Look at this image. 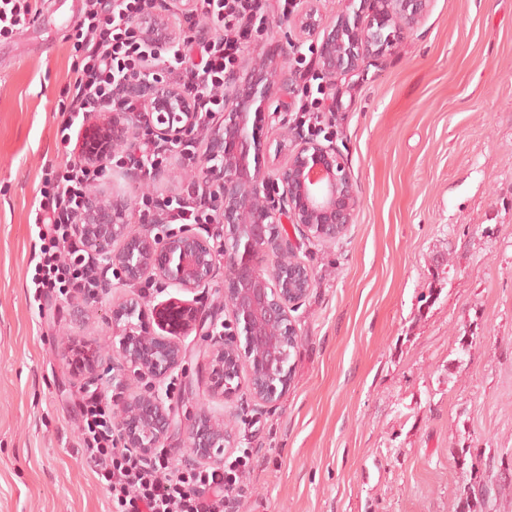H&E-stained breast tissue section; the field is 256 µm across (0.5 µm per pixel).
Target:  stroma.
I'll return each instance as SVG.
<instances>
[{"label":"stroma","mask_w":512,"mask_h":512,"mask_svg":"<svg viewBox=\"0 0 512 512\" xmlns=\"http://www.w3.org/2000/svg\"><path fill=\"white\" fill-rule=\"evenodd\" d=\"M84 0H48L0 37V512H109L79 447L87 395L55 349L112 335L114 284L76 321L56 291L34 298L31 206L59 129ZM283 45L293 76L270 164L307 135L297 61L309 53L267 12L241 68ZM321 125L357 181L348 232L300 241L315 284L293 317V380L272 408L247 389L221 403L230 454L252 451L224 512H461L464 485L512 512V0H430L383 58L342 77ZM470 341L462 351V341ZM172 390L178 412L208 382L201 336Z\"/></svg>","instance_id":"1"}]
</instances>
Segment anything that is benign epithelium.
Returning a JSON list of instances; mask_svg holds the SVG:
<instances>
[{
    "label": "benign epithelium",
    "mask_w": 512,
    "mask_h": 512,
    "mask_svg": "<svg viewBox=\"0 0 512 512\" xmlns=\"http://www.w3.org/2000/svg\"><path fill=\"white\" fill-rule=\"evenodd\" d=\"M316 2L305 0L304 8L287 22L312 39L327 78L322 90L328 93L335 79L395 49L421 23L429 0H349L352 11L333 22L324 20ZM143 37L155 44L175 33L159 17ZM289 81L275 56L266 55L245 76L227 75L224 108L208 113L205 148L194 169L197 179L216 184L221 240L189 228L165 230L161 224H146L131 233V200L117 191L90 195L77 220L76 231L87 251L122 285L157 281L192 294L209 287L217 266L224 264L221 295L232 316L230 324L207 320L193 299L171 297L151 307L136 293L113 307L111 344L61 340L58 355L94 387L96 397L108 399L111 389L123 394L114 424L127 446L146 456L155 448L170 447L178 432L190 463L222 466L230 435L224 418L209 403L232 399L241 388L244 368L254 401L274 406L288 392L292 370L282 359L284 337L298 343L290 311L313 287L312 271L295 258L288 229L306 240H334L347 231L360 205L357 185L332 144L301 137L284 165L262 167V131L279 117L275 102ZM115 95L140 103L142 109L104 108L86 114L75 147L77 161L107 167L116 146L135 138L172 148L198 134V113L190 98L168 81L123 80ZM273 251L286 260L269 271L263 256ZM110 290L105 282L73 307L83 314ZM148 310L155 317V331L142 323ZM204 326L209 383L195 413L181 419L164 383L186 359L181 338Z\"/></svg>",
    "instance_id": "obj_1"
}]
</instances>
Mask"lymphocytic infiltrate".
<instances>
[{"instance_id":"1","label":"lymphocytic infiltrate","mask_w":512,"mask_h":512,"mask_svg":"<svg viewBox=\"0 0 512 512\" xmlns=\"http://www.w3.org/2000/svg\"><path fill=\"white\" fill-rule=\"evenodd\" d=\"M162 0H85L74 50L79 57L67 96L69 115L61 134L80 116L106 106L135 109L132 101L112 100L114 81L150 78L165 71L178 77L198 112H216L224 105V77L234 72L269 9L268 0H192L183 13L187 29L178 41L154 51L134 28L135 18L154 14ZM101 177L93 167H73L45 181L33 202L34 223L41 242L36 290L72 289L87 295L99 284V265L85 250L73 225L94 184ZM161 212L170 224H211L216 205L198 209L165 197H141L138 216L148 220ZM85 427L79 446L98 480L107 485L114 512H224L226 492H243L249 453L220 467L176 469L165 449L144 457L125 446L112 427V409L91 397L83 405Z\"/></svg>"}]
</instances>
